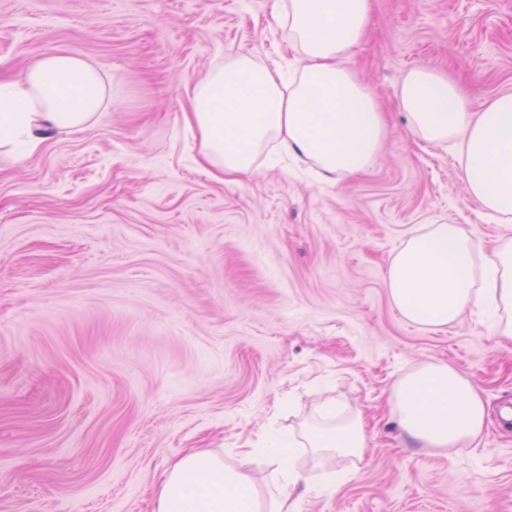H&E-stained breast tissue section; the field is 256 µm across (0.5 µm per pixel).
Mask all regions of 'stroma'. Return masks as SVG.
I'll return each instance as SVG.
<instances>
[{
    "label": "stroma",
    "instance_id": "1",
    "mask_svg": "<svg viewBox=\"0 0 512 512\" xmlns=\"http://www.w3.org/2000/svg\"><path fill=\"white\" fill-rule=\"evenodd\" d=\"M89 58L106 114L0 156V512H152L192 448L236 464L273 428L336 401L365 420L361 457L301 449L336 494L299 512H512V341L476 307L443 329L394 308L384 276L425 224L482 252L512 222L469 196L455 150L415 140L399 90L429 67L480 110L512 91V0H372L347 64L388 115L364 174L332 183L285 161L218 181L182 114L230 54L292 62L274 0H0V78L44 55ZM445 362L481 391V437L439 453L390 409L403 375Z\"/></svg>",
    "mask_w": 512,
    "mask_h": 512
}]
</instances>
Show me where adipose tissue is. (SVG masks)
Here are the masks:
<instances>
[{"instance_id": "adipose-tissue-1", "label": "adipose tissue", "mask_w": 512, "mask_h": 512, "mask_svg": "<svg viewBox=\"0 0 512 512\" xmlns=\"http://www.w3.org/2000/svg\"><path fill=\"white\" fill-rule=\"evenodd\" d=\"M275 11L297 67L287 75L279 65L239 54L196 83L183 123L199 136V166L219 179L249 174L272 145L311 161L331 182L365 173L379 154L385 121L344 60L367 34L371 0H277ZM400 99L412 135L452 145L471 198L511 222L512 92L475 111L453 81L420 67L403 78ZM111 103L94 63L47 54L20 78L0 80V154L24 159L44 132L81 131ZM385 282L395 307L413 323L448 325L485 304L498 335L512 339V237L487 255L461 225H427L394 255ZM390 404L406 440L440 451L474 444L488 417L477 386L444 363L402 376ZM323 414L328 424L321 430L270 436L265 447L243 449L234 465L208 448L186 451L161 474L153 512H298L292 488L316 486L302 483L292 464L295 448L358 457L365 447L360 417L337 419L332 404ZM258 464L271 467V489L252 481Z\"/></svg>"}]
</instances>
